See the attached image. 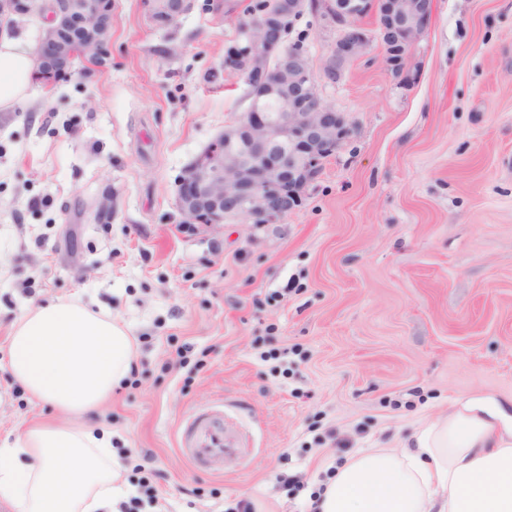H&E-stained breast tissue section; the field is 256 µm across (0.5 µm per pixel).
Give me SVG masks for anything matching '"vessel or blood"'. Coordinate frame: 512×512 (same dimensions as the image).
I'll list each match as a JSON object with an SVG mask.
<instances>
[{"mask_svg": "<svg viewBox=\"0 0 512 512\" xmlns=\"http://www.w3.org/2000/svg\"><path fill=\"white\" fill-rule=\"evenodd\" d=\"M180 447L195 469L212 470L225 457L238 456L239 441L224 428V411L213 407L195 412L180 431Z\"/></svg>", "mask_w": 512, "mask_h": 512, "instance_id": "b4317fda", "label": "vessel or blood"}]
</instances>
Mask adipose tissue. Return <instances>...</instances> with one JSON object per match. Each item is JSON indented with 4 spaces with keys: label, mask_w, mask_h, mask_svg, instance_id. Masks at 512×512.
<instances>
[{
    "label": "adipose tissue",
    "mask_w": 512,
    "mask_h": 512,
    "mask_svg": "<svg viewBox=\"0 0 512 512\" xmlns=\"http://www.w3.org/2000/svg\"><path fill=\"white\" fill-rule=\"evenodd\" d=\"M32 45L0 33V110L27 96ZM134 337L78 298L28 308L14 322L6 369L62 420L0 441V500L15 512H101L127 495L112 429L86 423L126 380ZM317 512H512V416L481 397L422 423L400 448H368L336 465Z\"/></svg>",
    "instance_id": "1"
}]
</instances>
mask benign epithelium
Segmentation results:
<instances>
[{"mask_svg":"<svg viewBox=\"0 0 512 512\" xmlns=\"http://www.w3.org/2000/svg\"><path fill=\"white\" fill-rule=\"evenodd\" d=\"M434 0H288L286 9L257 23L243 20L233 50L238 72L252 94L248 111L220 132L182 171L176 207L185 230L224 223V216L256 226L279 224L304 201L323 164L344 145L351 126L344 114L322 103L310 57L290 33L306 14L336 32L323 76L338 81L344 65L380 42L383 63L402 76L413 34L426 29ZM150 18L169 25L192 0H148ZM47 15L37 49L38 74L71 73L77 59L105 64L112 39V0H0V27ZM372 16L371 33L357 25ZM280 104L277 119L260 110L259 96Z\"/></svg>","mask_w":512,"mask_h":512,"instance_id":"1","label":"benign epithelium"}]
</instances>
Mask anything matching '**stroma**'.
Wrapping results in <instances>:
<instances>
[{"label": "stroma", "instance_id": "obj_1", "mask_svg": "<svg viewBox=\"0 0 512 512\" xmlns=\"http://www.w3.org/2000/svg\"><path fill=\"white\" fill-rule=\"evenodd\" d=\"M247 2L194 0L161 29L114 0L105 66L0 111V437L56 417L2 368L15 319L94 297L136 358L89 423L125 480L153 453L169 512H309L353 452L464 397L512 409V0H434L409 81L375 45L320 83L352 131L304 205L190 236L176 181L247 110L224 64ZM218 401L250 443L210 474L179 430Z\"/></svg>", "mask_w": 512, "mask_h": 512}]
</instances>
